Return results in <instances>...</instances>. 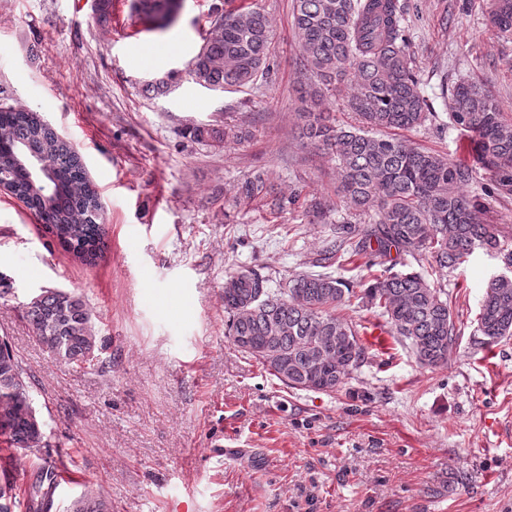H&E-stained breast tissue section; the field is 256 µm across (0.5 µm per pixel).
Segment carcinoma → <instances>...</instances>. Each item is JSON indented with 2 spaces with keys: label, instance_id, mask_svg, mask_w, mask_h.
<instances>
[{
  "label": "carcinoma",
  "instance_id": "carcinoma-1",
  "mask_svg": "<svg viewBox=\"0 0 512 512\" xmlns=\"http://www.w3.org/2000/svg\"><path fill=\"white\" fill-rule=\"evenodd\" d=\"M176 0H132L131 9L163 32L176 21ZM399 0H294V26L302 65L317 84L344 85L348 107L360 127L336 125L317 89L303 99L298 112L299 138L336 163L337 196L351 208L336 236L326 242L319 264L342 261L368 269L385 266L391 253L428 264L431 272L456 269L476 251L501 258L506 273L490 279L477 320L481 346L490 349L512 336V237L486 219L485 203L464 187L478 170L489 175V193L512 196V119L484 90L460 82L451 91V123L474 143L472 161L448 158L392 135L436 118L419 87L409 41L401 21ZM491 22L512 32V0H492ZM274 39L269 16L259 8L228 10L213 4L203 44L190 60L187 76L212 88L245 87L270 72ZM176 76L151 81L156 96L171 92ZM207 146L223 149L241 142L248 131L231 124H201L187 129ZM0 160L9 165L0 175L14 196L35 213L59 243L77 258L97 256L106 214L87 178L76 147L57 135L35 112L0 109ZM52 189L45 207L43 182ZM298 193H284L257 173L238 183L229 202L261 199L283 212ZM224 312L233 344L254 358L290 388L303 389L312 363L323 365L320 391L339 390L364 357L358 330L336 313L353 297L350 284L332 273H302L274 289L270 279L254 270L227 277ZM385 318L390 332L408 341L417 363L428 369L448 365L459 329L448 290L418 271L375 276L361 295ZM25 314L38 344L66 365L90 364L106 348L97 336L91 311L78 294L47 290L29 302ZM288 354V374L267 357V337ZM322 336L333 337L324 343ZM46 423L33 405L30 383L9 342L0 339V460L14 452H38L47 446ZM39 486L24 489L6 479L0 483V512H46L45 497L56 488L55 474L46 471ZM105 497L87 490L70 512H109Z\"/></svg>",
  "mask_w": 512,
  "mask_h": 512
}]
</instances>
